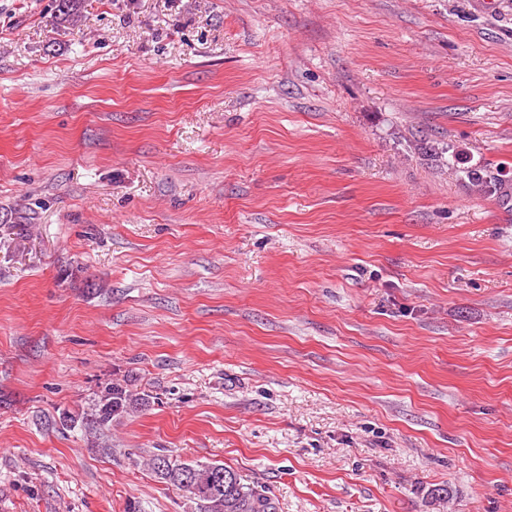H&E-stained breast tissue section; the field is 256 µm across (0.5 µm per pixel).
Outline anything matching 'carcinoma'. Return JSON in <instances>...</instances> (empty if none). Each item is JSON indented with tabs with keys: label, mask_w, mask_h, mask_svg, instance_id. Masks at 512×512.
Returning <instances> with one entry per match:
<instances>
[{
	"label": "carcinoma",
	"mask_w": 512,
	"mask_h": 512,
	"mask_svg": "<svg viewBox=\"0 0 512 512\" xmlns=\"http://www.w3.org/2000/svg\"><path fill=\"white\" fill-rule=\"evenodd\" d=\"M149 404V395L115 381L103 387L88 412L60 413L59 424L102 434L112 422ZM151 469L182 492L194 512H277L269 488L244 482L222 461L176 463L166 454H156Z\"/></svg>",
	"instance_id": "obj_1"
}]
</instances>
